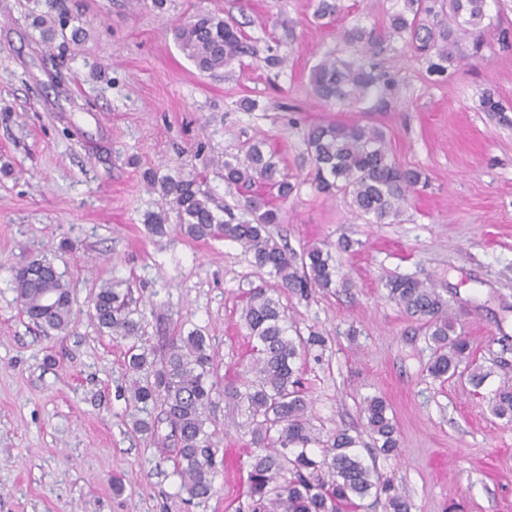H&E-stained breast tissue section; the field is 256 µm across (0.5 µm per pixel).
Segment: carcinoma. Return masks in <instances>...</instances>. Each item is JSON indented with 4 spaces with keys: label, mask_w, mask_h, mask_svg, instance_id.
Wrapping results in <instances>:
<instances>
[{
    "label": "carcinoma",
    "mask_w": 512,
    "mask_h": 512,
    "mask_svg": "<svg viewBox=\"0 0 512 512\" xmlns=\"http://www.w3.org/2000/svg\"><path fill=\"white\" fill-rule=\"evenodd\" d=\"M435 0H403V7L386 21L370 25L355 20L344 30L352 48L348 58L333 52L310 73L312 94L326 104L356 108L374 94L391 91L394 81L378 57L395 39L428 57L431 73L443 75L464 60L463 45L477 53L482 34L499 30L512 37L489 14L488 0H448V24L430 25ZM345 11L341 0H317L314 18L332 22ZM174 37L194 65L204 73L219 74L250 53L247 36L238 25L217 14L199 13L174 28ZM306 151L315 170L318 190L336 191L350 198L356 213L370 224L397 219L422 173L400 165L391 155L386 133L376 125L327 122L308 127ZM224 182L245 197L252 219L238 221L212 207L210 195L195 176L169 178L159 184L147 174L151 187L159 186L164 208L147 218L155 233L165 230L168 214H176L175 230L196 240H229L249 253L255 266L267 270L275 283L254 288L247 296L243 319L248 331L250 361L224 384V398L246 416L250 434L248 484L255 512H356L367 498L384 499L386 512H410L407 498L394 480L383 479L358 451L359 437L346 429L321 436L313 425L311 401L303 387L304 362L327 339L311 330L303 335L288 320L281 293L308 295L315 289L347 287L336 282V259L319 245L296 251L280 243L269 226L282 221L277 202L295 190L281 172L276 154L261 145L222 162ZM13 281L22 312L44 332L66 334L75 325L74 299L69 285L51 262L33 259L13 268ZM388 296L407 314L423 321L433 346L427 366L435 379L462 375L460 365L469 356V341L456 334L448 317V303L426 282L401 276L385 283ZM129 289L104 283L91 300L90 317L99 330L132 341L126 351L131 399L148 409L161 408L176 439L180 489L187 501H203L214 493L213 443L207 430V411L217 393L209 381L213 369L209 338L195 329L171 338L161 358L136 343L141 321L133 317ZM493 415L512 421V379L502 382L489 402ZM388 404L377 396L364 400L366 428L385 454L399 447L397 429Z\"/></svg>",
    "instance_id": "carcinoma-1"
}]
</instances>
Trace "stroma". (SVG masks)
<instances>
[{
    "instance_id": "1",
    "label": "stroma",
    "mask_w": 512,
    "mask_h": 512,
    "mask_svg": "<svg viewBox=\"0 0 512 512\" xmlns=\"http://www.w3.org/2000/svg\"><path fill=\"white\" fill-rule=\"evenodd\" d=\"M315 4L167 0L160 12L152 0H65L69 26L45 43L32 25L44 0H0V512H246L244 416L215 397V493L185 503L169 427L130 399L127 341L100 333L88 309L104 281L123 282L142 344L200 328L224 382L247 358L246 294L268 275L234 242L153 233L145 219L161 195L143 175L203 174L215 206L245 220L221 163L257 140L298 186L272 234L334 251L351 281L282 297L300 330L327 339L304 365L313 424L360 433L366 463L394 479L410 512H512V422L488 409L512 379V44L485 34L481 56L436 77L394 40L380 59L394 91L371 111L336 112L312 96L309 75L326 52L348 54L352 19L321 24ZM203 12L243 23L251 38L252 54L217 76L172 35ZM272 54L283 66L265 65ZM487 92L504 116L479 111ZM245 98L254 109L241 108ZM331 120L383 126L397 162L424 173L398 220L366 223L348 199L312 185L303 135ZM37 257L72 288L80 316L69 334L45 335L21 312L12 269ZM397 276L447 299L477 362L493 370L480 390L428 375L424 327L384 288ZM375 395L399 431L393 456L365 432L363 400ZM145 417L158 420L156 434L134 432Z\"/></svg>"
}]
</instances>
